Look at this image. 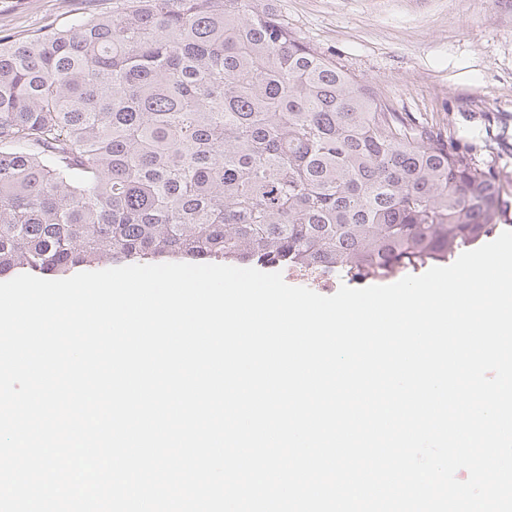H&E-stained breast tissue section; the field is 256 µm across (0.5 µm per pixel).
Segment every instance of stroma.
I'll return each instance as SVG.
<instances>
[{
    "instance_id": "1",
    "label": "stroma",
    "mask_w": 512,
    "mask_h": 512,
    "mask_svg": "<svg viewBox=\"0 0 512 512\" xmlns=\"http://www.w3.org/2000/svg\"><path fill=\"white\" fill-rule=\"evenodd\" d=\"M299 37L491 166L499 231L512 230V0H272ZM112 0H0V30L22 40L66 28Z\"/></svg>"
}]
</instances>
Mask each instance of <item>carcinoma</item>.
<instances>
[{
  "label": "carcinoma",
  "mask_w": 512,
  "mask_h": 512,
  "mask_svg": "<svg viewBox=\"0 0 512 512\" xmlns=\"http://www.w3.org/2000/svg\"><path fill=\"white\" fill-rule=\"evenodd\" d=\"M502 214L491 169L265 0H112L0 34V275L188 260L385 280Z\"/></svg>",
  "instance_id": "1"
}]
</instances>
